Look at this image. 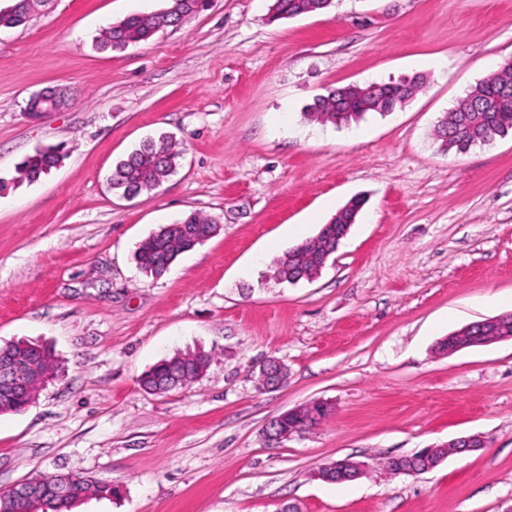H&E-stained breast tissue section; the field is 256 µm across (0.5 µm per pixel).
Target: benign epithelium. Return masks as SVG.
<instances>
[{
  "label": "benign epithelium",
  "instance_id": "1",
  "mask_svg": "<svg viewBox=\"0 0 512 512\" xmlns=\"http://www.w3.org/2000/svg\"><path fill=\"white\" fill-rule=\"evenodd\" d=\"M30 102L36 105V111L48 113L58 112L67 105L64 95L54 97L47 90L39 91L31 96ZM481 329L478 341H448L447 354L453 355L459 351L488 346L503 340L512 339V314L486 318L466 325V328ZM282 364L277 360H267L260 365L262 387L269 388L281 384ZM48 373V364L41 357L28 354L19 357L0 345V397L7 403L13 399H36L37 393L43 386ZM289 434L279 429L278 419H272L266 427L265 439L270 445H279L288 440ZM448 454H461L479 451L486 447V442L479 435L459 437L444 444ZM367 465L349 458L332 462L319 471L322 479L332 482L354 480L362 476ZM73 490L88 497L93 494V488L88 480L74 474L60 477H37L21 481L8 490L0 493V503L5 512H28L31 502L44 497L67 494Z\"/></svg>",
  "mask_w": 512,
  "mask_h": 512
}]
</instances>
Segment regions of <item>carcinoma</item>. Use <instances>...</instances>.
<instances>
[{"mask_svg":"<svg viewBox=\"0 0 512 512\" xmlns=\"http://www.w3.org/2000/svg\"><path fill=\"white\" fill-rule=\"evenodd\" d=\"M170 5L150 13L134 14L104 28L97 44L103 51L121 52L129 46L146 41L156 33L187 21L207 5V0H169ZM333 0H273L269 20L290 19L303 14L321 13L328 10ZM25 10L18 8L0 12V29L15 28L26 23ZM422 76L398 82L348 84L331 87L316 98L310 106L311 119L334 125L359 121L368 114H384L396 106L411 100L424 86ZM379 86L378 93L372 92ZM493 106L489 112L478 111L475 101ZM512 135V63L504 64L489 74L459 99L436 129L441 147L464 153L475 145L488 144L498 137ZM181 156L169 137L149 140L121 160L112 171V189L125 197L157 190L164 179L172 174ZM62 155L54 148L35 152L22 163L21 177L29 182L38 180L56 167ZM363 206V200H350L330 221L323 225L318 236L289 250L272 264L273 277L279 282L294 283L319 275V267L328 253L336 252L337 238L355 218ZM220 230L218 221L208 215L192 213L176 224L160 228L140 242L135 258L139 269L151 277L162 276L175 259ZM211 363V355L203 350L178 352L163 359L146 371L140 383L155 393L163 392L165 379L177 372L184 386L201 376ZM317 424L310 418V408H302L292 414L282 415L281 427L297 433ZM75 500L53 497L40 502L35 512H70Z\"/></svg>","mask_w":512,"mask_h":512,"instance_id":"cac0c4a2","label":"carcinoma"}]
</instances>
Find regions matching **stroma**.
I'll return each mask as SVG.
<instances>
[{"label":"stroma","instance_id":"obj_1","mask_svg":"<svg viewBox=\"0 0 512 512\" xmlns=\"http://www.w3.org/2000/svg\"><path fill=\"white\" fill-rule=\"evenodd\" d=\"M167 0H52L0 29V344L51 347L35 402L0 414V491L75 474L119 489L75 512H512V341L435 352L460 327L512 313V135L458 154L434 127L512 61V0H333L267 23L269 0L208 10L122 52L94 36ZM424 75L405 107L347 126L308 120L326 87ZM65 85L67 108L30 96ZM183 154L155 192L108 178L143 140ZM63 163L16 183L35 150ZM365 204L327 268L279 283L274 259ZM193 212L220 232L159 278L139 242ZM499 295V304L485 303ZM205 374L164 395L145 371L177 352ZM269 358L288 369L260 389ZM332 412L280 445L268 423ZM479 434L486 448L417 475L381 464ZM350 458L367 474L319 469ZM365 462L351 460L350 458L337 460L324 467L318 473L322 479L333 482L341 480H354L362 476L366 471Z\"/></svg>","mask_w":512,"mask_h":512}]
</instances>
